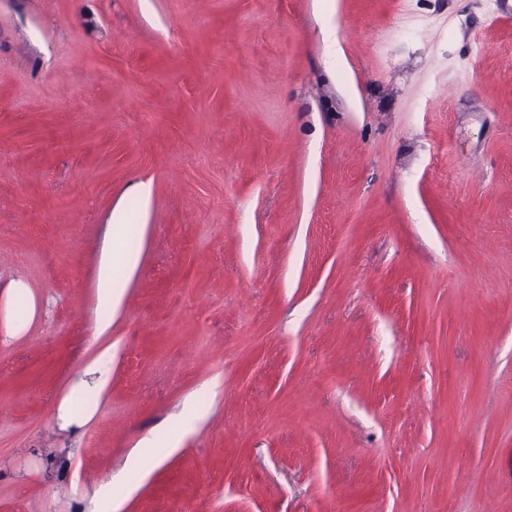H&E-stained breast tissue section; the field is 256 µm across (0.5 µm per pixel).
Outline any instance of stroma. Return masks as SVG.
I'll return each instance as SVG.
<instances>
[{"instance_id": "1", "label": "stroma", "mask_w": 512, "mask_h": 512, "mask_svg": "<svg viewBox=\"0 0 512 512\" xmlns=\"http://www.w3.org/2000/svg\"><path fill=\"white\" fill-rule=\"evenodd\" d=\"M17 280L0 512H512V0H0ZM113 250L102 261L98 279V301L101 310L99 331L107 329L112 313V307L117 305L121 298V284L112 275L114 269ZM27 287L18 282L8 288L6 294V307L8 310V321L11 330L18 334L28 325L35 313V302L33 298L28 297ZM22 305V309H19ZM108 359L106 350L91 361L72 384L60 407L59 420L63 428L81 427L93 415L96 398L108 381Z\"/></svg>"}]
</instances>
